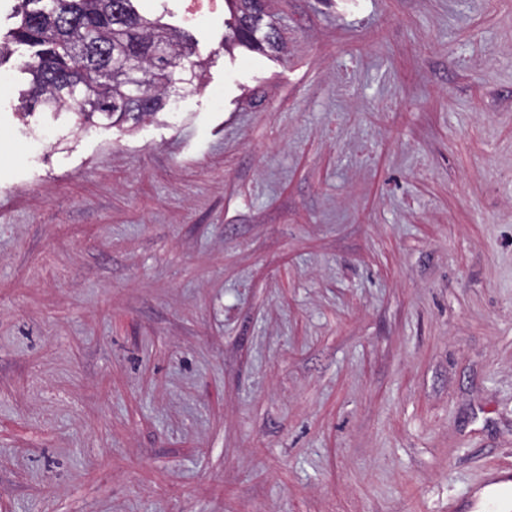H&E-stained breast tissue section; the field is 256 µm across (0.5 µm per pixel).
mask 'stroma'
I'll return each instance as SVG.
<instances>
[{
    "label": "stroma",
    "mask_w": 512,
    "mask_h": 512,
    "mask_svg": "<svg viewBox=\"0 0 512 512\" xmlns=\"http://www.w3.org/2000/svg\"><path fill=\"white\" fill-rule=\"evenodd\" d=\"M139 12L165 107L0 58V512H473L512 469V0ZM46 146H37L39 137ZM234 14V23L230 26L231 38L241 45L252 49L263 50L265 47L273 50L281 49L283 37L279 27L272 21L263 23L267 15L268 0H228ZM265 31L261 38L257 33Z\"/></svg>",
    "instance_id": "35a3bbf8"
}]
</instances>
